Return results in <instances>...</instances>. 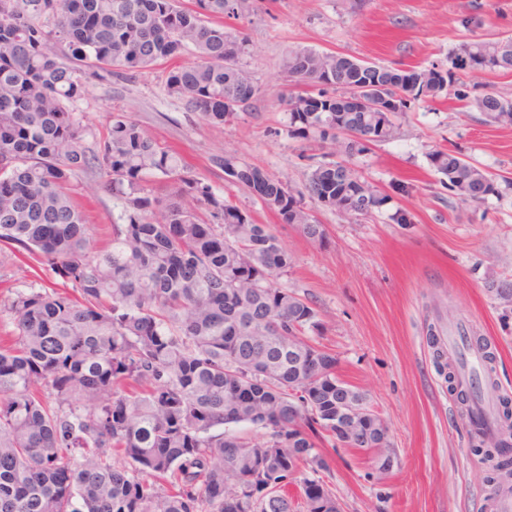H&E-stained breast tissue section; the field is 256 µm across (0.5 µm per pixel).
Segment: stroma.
<instances>
[{
    "label": "stroma",
    "instance_id": "35a3bbf8",
    "mask_svg": "<svg viewBox=\"0 0 512 512\" xmlns=\"http://www.w3.org/2000/svg\"><path fill=\"white\" fill-rule=\"evenodd\" d=\"M474 18L492 20L491 34L512 36V0H245L229 25L251 47L241 64L260 93L248 111L210 125L167 94L171 66L163 62L130 79H89L75 108L90 135L105 129L111 113H126L178 152L192 175L270 225L288 246L293 268L282 285L316 309V343L335 352L338 376L362 388L387 420L397 454L391 472L378 477L366 452L328 451L326 482L342 512H494L487 466L471 449L469 426L433 362L426 328L442 337L486 338L496 385L473 395L493 415L502 401L512 402V298L490 290L495 282L512 283V126L487 123L452 97L412 103L392 139L348 159L387 202L356 220L310 203L325 231L319 247L232 183L214 159L231 153L303 189L331 147L289 134L282 98L299 88L285 77L283 56L310 48L444 70L449 53L471 36ZM436 148L497 174V193L480 203L460 199L430 164ZM73 198L91 247H104L120 202L95 169L79 175ZM56 283L33 257L0 248V302Z\"/></svg>",
    "mask_w": 512,
    "mask_h": 512
}]
</instances>
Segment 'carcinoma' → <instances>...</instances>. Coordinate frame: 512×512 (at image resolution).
Masks as SVG:
<instances>
[{
	"label": "carcinoma",
	"mask_w": 512,
	"mask_h": 512,
	"mask_svg": "<svg viewBox=\"0 0 512 512\" xmlns=\"http://www.w3.org/2000/svg\"><path fill=\"white\" fill-rule=\"evenodd\" d=\"M0 0V243L38 256L63 288L17 292L0 304L14 327L0 343V512H336L319 448L331 440L370 454L382 470L395 457L378 413L358 433L336 432V355L305 336L319 329L312 305L277 279L292 257L267 224L189 175L182 159L123 112L91 148L75 115L86 78H126L190 51L169 72L167 92L216 125L234 116L224 102L250 98L240 65L248 43L224 25L238 0ZM466 53L481 70L512 72V37L474 36L448 56L446 76L420 66L353 63L339 53L290 51L288 81L326 82L322 111L283 100L289 132L336 144V131L391 139L395 119L419 99L454 96L480 112L500 106L512 123V97L470 96L455 73ZM388 78L400 91L392 116L349 112L334 94L354 80ZM368 143V144H370ZM368 144L350 145L363 153ZM448 188L495 179L453 151L428 154ZM232 180L263 195L262 205L313 243L305 199L343 212L350 192L370 209L386 202L375 186L336 163L312 169L294 191L230 154L213 159ZM122 203L104 249L72 201L90 166ZM474 451L512 475L493 448L508 447L468 415ZM245 423L260 438L228 437ZM487 450H481V447Z\"/></svg>",
	"instance_id": "obj_1"
}]
</instances>
